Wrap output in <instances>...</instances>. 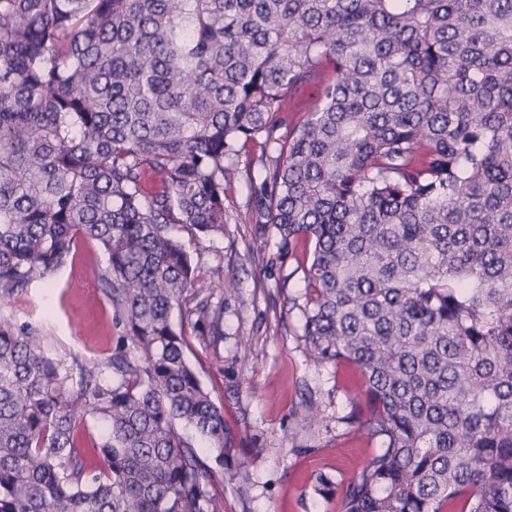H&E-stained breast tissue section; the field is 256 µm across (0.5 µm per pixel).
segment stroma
Returning <instances> with one entry per match:
<instances>
[{"label":"stroma","instance_id":"obj_1","mask_svg":"<svg viewBox=\"0 0 512 512\" xmlns=\"http://www.w3.org/2000/svg\"><path fill=\"white\" fill-rule=\"evenodd\" d=\"M249 194L244 181L233 183L223 237H182L202 275L220 270L226 284L221 335L196 334L191 295L172 312L185 335L187 360L224 409L232 455L248 463L249 481L222 483L224 512H336L335 500L315 491L318 475L349 482L375 448L343 421L359 376L349 364L309 359L298 331L301 312L293 305L303 273L295 262L279 259L274 229L265 233L266 247L254 251ZM104 265L98 245L80 243L52 278L35 279L22 295L0 304V324L36 327L50 354L80 377L82 368L106 360L119 336L112 301L98 279ZM306 398L321 410L322 422L312 428L294 415Z\"/></svg>","mask_w":512,"mask_h":512}]
</instances>
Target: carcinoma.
<instances>
[{
  "instance_id": "obj_1",
  "label": "carcinoma",
  "mask_w": 512,
  "mask_h": 512,
  "mask_svg": "<svg viewBox=\"0 0 512 512\" xmlns=\"http://www.w3.org/2000/svg\"><path fill=\"white\" fill-rule=\"evenodd\" d=\"M238 178L281 261L305 247L309 357L356 366L346 422L381 440L316 492L512 512V0H0V302L82 239L124 330L75 381L0 325V512H224L193 436L247 472L171 322L191 290L218 335L224 282L174 230L224 235Z\"/></svg>"
}]
</instances>
